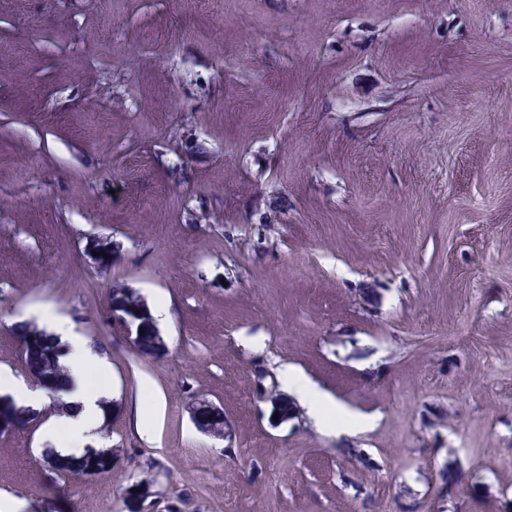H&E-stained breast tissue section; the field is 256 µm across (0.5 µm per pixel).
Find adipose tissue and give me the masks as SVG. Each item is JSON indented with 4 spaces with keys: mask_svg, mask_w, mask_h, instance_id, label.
<instances>
[{
    "mask_svg": "<svg viewBox=\"0 0 512 512\" xmlns=\"http://www.w3.org/2000/svg\"><path fill=\"white\" fill-rule=\"evenodd\" d=\"M42 319L60 346V362L69 380L65 400L70 406L65 415L49 420L44 432L56 454L78 457L101 442L103 403L109 393L106 387L92 386L89 375L94 371L106 372L108 364L89 340L74 334L66 318L47 311ZM281 379L306 407L320 430L327 433L338 430L353 432L369 426V419L350 416L336 399L319 390L293 368H283Z\"/></svg>",
    "mask_w": 512,
    "mask_h": 512,
    "instance_id": "ef3b65f1",
    "label": "adipose tissue"
}]
</instances>
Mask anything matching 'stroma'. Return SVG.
<instances>
[{
    "mask_svg": "<svg viewBox=\"0 0 512 512\" xmlns=\"http://www.w3.org/2000/svg\"><path fill=\"white\" fill-rule=\"evenodd\" d=\"M117 283L169 300L162 358ZM46 311L117 459L51 478L45 404L0 431L21 512H512V0H0V367ZM286 365L372 427L272 423ZM139 317L140 318L138 319L136 317L129 316L121 304L112 305V325L124 334L123 337L131 345L137 344L139 337L142 335L140 334V331L150 328L152 332H154L152 327L154 322L152 319L146 313H142ZM153 340L154 336H152L150 332L145 333L144 336H141L136 347V351L142 356L150 357ZM192 419L197 428L208 435L224 437L226 422L224 411L219 406L207 400H198L192 404ZM212 415V419H209Z\"/></svg>",
    "mask_w": 512,
    "mask_h": 512,
    "instance_id": "obj_1",
    "label": "stroma"
}]
</instances>
